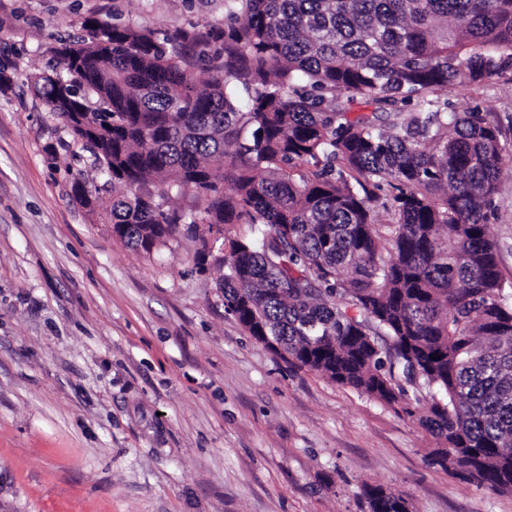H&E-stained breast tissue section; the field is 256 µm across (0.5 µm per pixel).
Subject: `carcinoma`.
Returning <instances> with one entry per match:
<instances>
[{
	"mask_svg": "<svg viewBox=\"0 0 512 512\" xmlns=\"http://www.w3.org/2000/svg\"><path fill=\"white\" fill-rule=\"evenodd\" d=\"M85 30L28 82L123 187L97 195L98 218L146 253L250 225L224 254L225 313L291 363L423 407L438 463L512 491V282L487 233L501 132L439 96L512 69V0H225L210 51L188 30ZM172 186L203 207L173 206ZM385 186L387 247L372 218ZM365 498L409 512L383 487Z\"/></svg>",
	"mask_w": 512,
	"mask_h": 512,
	"instance_id": "1",
	"label": "carcinoma"
}]
</instances>
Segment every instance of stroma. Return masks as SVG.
<instances>
[{"label":"stroma","mask_w":512,"mask_h":512,"mask_svg":"<svg viewBox=\"0 0 512 512\" xmlns=\"http://www.w3.org/2000/svg\"><path fill=\"white\" fill-rule=\"evenodd\" d=\"M89 21L224 26V0H0V512H512V492L431 465L417 418L286 363L224 311L227 224L200 255L178 234L146 253L71 196L94 157L28 82ZM501 130L488 216L512 281V72L444 91ZM365 498L369 512H409V504L401 494L383 487H367Z\"/></svg>","instance_id":"1"}]
</instances>
